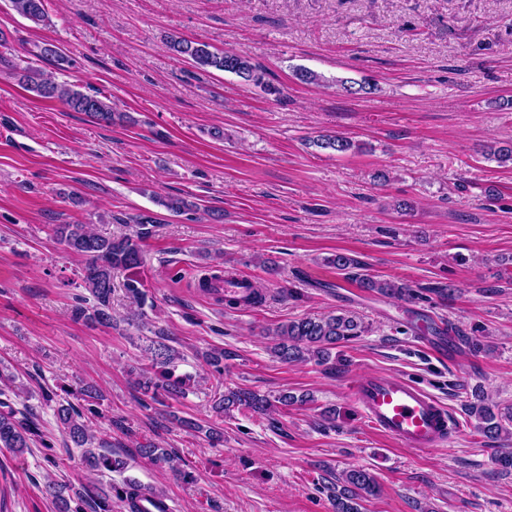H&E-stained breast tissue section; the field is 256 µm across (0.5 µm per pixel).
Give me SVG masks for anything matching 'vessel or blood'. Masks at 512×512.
<instances>
[{"mask_svg":"<svg viewBox=\"0 0 512 512\" xmlns=\"http://www.w3.org/2000/svg\"><path fill=\"white\" fill-rule=\"evenodd\" d=\"M351 401L367 425L401 448L426 453L448 443V410L410 381L369 375L351 382Z\"/></svg>","mask_w":512,"mask_h":512,"instance_id":"1","label":"vessel or blood"}]
</instances>
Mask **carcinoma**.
Returning <instances> with one entry per match:
<instances>
[{
  "label": "carcinoma",
  "instance_id": "1",
  "mask_svg": "<svg viewBox=\"0 0 512 512\" xmlns=\"http://www.w3.org/2000/svg\"><path fill=\"white\" fill-rule=\"evenodd\" d=\"M10 3L12 10L36 25L42 26L49 22L45 0H10ZM166 43L175 55L191 61L199 69L211 68L231 73L277 98L282 94L281 89L266 80L265 70L247 56L232 51L215 52L204 42L177 34L168 35ZM19 81L26 90L36 93L38 97L57 100L69 110L83 112L98 121L110 123L123 118L122 114L112 111V105L105 97L83 91L78 84H60L46 70L27 67ZM334 84L352 95L378 91L376 84L365 79L359 81L338 77ZM310 144L336 153H346L355 147L352 139L338 133H321L313 137ZM481 153L488 160L512 165L510 141L495 140L487 143L483 145ZM133 223L135 230L121 236L105 235L87 224L56 225L54 233L60 243L68 251L85 258L82 282L94 300L90 306L85 305L83 299L73 306L72 315L76 320L112 324V273L115 270L129 272L124 284L126 292L137 305L145 304L147 291L144 282L137 276V270L143 260L141 243L152 233L151 225L155 224V218L141 214L133 219ZM353 280L359 283V287L370 292L410 297V286L404 283L378 280L368 274H359ZM215 300L229 307H255L263 303V293L253 285L244 300L224 295L215 297ZM366 331L367 327L356 317L332 312L294 318L268 331L267 335L271 336L270 352L280 362L325 365L331 361L332 350L357 339ZM143 351L150 361V367L143 370L135 380V386L144 400L158 403L163 396L172 399L185 396L190 389V379L175 375L171 368L178 357V351L167 344V337L160 332L155 333V337L146 339ZM201 357L211 373L223 375L224 359L228 357L224 350H207ZM297 402L306 403L308 398L283 393L274 403L269 396L249 389L236 387L223 391L219 386L213 395V409L221 417L234 410L269 415L274 412L277 403L286 406ZM465 409L485 436L497 439L505 435L512 438V407L491 404L487 402L484 392L476 391L465 404ZM82 417L83 412L71 404L57 409V418L65 436L75 447L85 449V459L92 469L98 472L124 469L126 462L113 456L112 452L91 451L96 436L88 432ZM171 418L203 435L215 447L224 443V431L219 427L186 420L175 414ZM35 436V424L26 416L17 417V411L8 402L0 400V450L5 449L21 456L30 448V441ZM138 453L152 464L166 467L186 481L193 479L190 473L181 469V457L172 448H161L152 441H146L139 443ZM115 492L125 512H143L138 503L146 492L160 500L164 498L157 489L130 478ZM381 492L382 487L372 472L364 468L349 469L331 487L333 512H361V502ZM65 512H112V499L95 494L90 487L83 486L75 492L72 502L65 503Z\"/></svg>",
  "mask_w": 512,
  "mask_h": 512
}]
</instances>
